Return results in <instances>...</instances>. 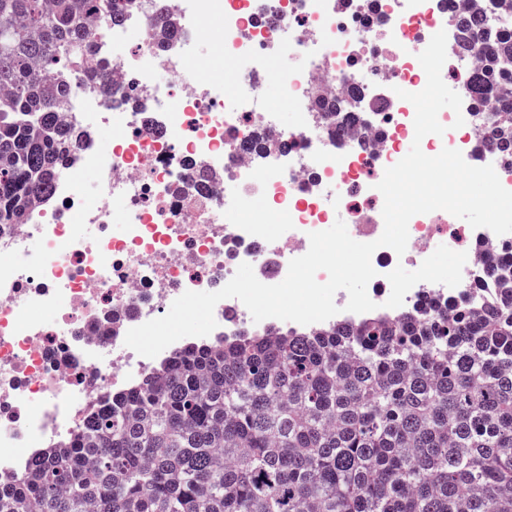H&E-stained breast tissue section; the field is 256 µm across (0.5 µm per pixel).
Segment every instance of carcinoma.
Returning <instances> with one entry per match:
<instances>
[{
    "instance_id": "carcinoma-1",
    "label": "carcinoma",
    "mask_w": 512,
    "mask_h": 512,
    "mask_svg": "<svg viewBox=\"0 0 512 512\" xmlns=\"http://www.w3.org/2000/svg\"><path fill=\"white\" fill-rule=\"evenodd\" d=\"M125 0H0V225L27 223L85 133L71 78ZM475 98L512 114V29L457 21ZM316 106L334 122L340 98ZM488 141L512 161V121ZM493 293L356 325L192 342L77 439L0 476V512H512V254Z\"/></svg>"
}]
</instances>
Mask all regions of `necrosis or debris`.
<instances>
[{
  "label": "necrosis or debris",
  "mask_w": 512,
  "mask_h": 512,
  "mask_svg": "<svg viewBox=\"0 0 512 512\" xmlns=\"http://www.w3.org/2000/svg\"><path fill=\"white\" fill-rule=\"evenodd\" d=\"M161 7L177 26L165 49L150 28ZM466 11L488 28L512 22L490 0H131L123 23L101 39L111 97L84 81L64 106V121L86 128L87 141L58 173L48 204L27 223L0 226V475L71 441L94 409L154 368L125 335L185 291H218L261 254L258 279L279 283L308 251L310 233L340 214L354 240L381 236L377 185L415 141V108L397 92L425 87L417 56L438 31L447 33L442 71L465 123L440 115L444 135L425 136L421 149L452 148L470 165H493L512 190V163L481 144L490 110L469 93L477 58L456 48ZM135 23L133 45L126 33ZM278 72L302 112L293 130L277 124L278 106L264 94ZM350 88L358 96L343 134L315 97ZM260 130L273 145L254 155L247 147ZM87 171L94 182H82ZM454 222L443 210L415 215L404 254L378 248L371 300L384 303L388 273L420 266ZM459 239L461 283H418L403 310L490 287L487 269L512 233L465 225ZM34 241L41 251L32 256Z\"/></svg>",
  "instance_id": "1"
}]
</instances>
